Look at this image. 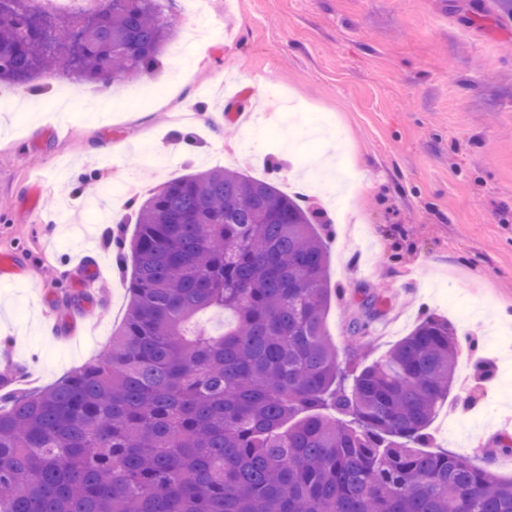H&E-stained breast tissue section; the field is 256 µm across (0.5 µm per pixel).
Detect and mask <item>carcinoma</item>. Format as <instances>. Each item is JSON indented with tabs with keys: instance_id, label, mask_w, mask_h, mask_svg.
<instances>
[{
	"instance_id": "obj_1",
	"label": "carcinoma",
	"mask_w": 512,
	"mask_h": 512,
	"mask_svg": "<svg viewBox=\"0 0 512 512\" xmlns=\"http://www.w3.org/2000/svg\"><path fill=\"white\" fill-rule=\"evenodd\" d=\"M0 12V81L150 75L177 32L159 0L92 17ZM130 306L95 362L0 410V512H512L486 458L422 450L461 341L429 316L350 375L327 338L323 225L237 170L139 205ZM220 308L221 333L191 328Z\"/></svg>"
}]
</instances>
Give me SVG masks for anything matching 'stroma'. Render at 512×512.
Listing matches in <instances>:
<instances>
[{"label": "stroma", "instance_id": "1", "mask_svg": "<svg viewBox=\"0 0 512 512\" xmlns=\"http://www.w3.org/2000/svg\"><path fill=\"white\" fill-rule=\"evenodd\" d=\"M211 24L229 36L193 37L180 26L190 60L171 53L149 81L165 97L149 109L130 105L136 83L116 84L126 108L103 121L75 102L67 121L16 125L0 112V255L17 254L25 271L0 288V394L22 382L43 388L95 361L128 310V277L115 259L130 239L133 211L114 207L89 221V191L123 182L146 194L172 176L231 168L294 193L308 173L294 143L279 135L237 148L245 127L225 116L210 89L234 73L244 108L265 103L268 87L326 116L316 164L358 175L344 204L308 190L307 206L327 224L331 296L325 330L342 365L354 370L382 356L427 315L464 327L492 375L474 378L476 360L460 355L456 390L429 429L425 448L471 457L485 449L489 468L512 478V453L500 440L512 425L485 422L484 399L512 416L500 387L512 369V323L489 310L512 309V20L493 0H209ZM62 76L32 86L2 85L0 99L33 100L49 113ZM115 149L104 160L103 149ZM99 258L101 302L85 309L79 336L48 332L73 298L70 270L81 250ZM375 313L368 336L350 323ZM470 391L466 405L459 391Z\"/></svg>", "mask_w": 512, "mask_h": 512}]
</instances>
